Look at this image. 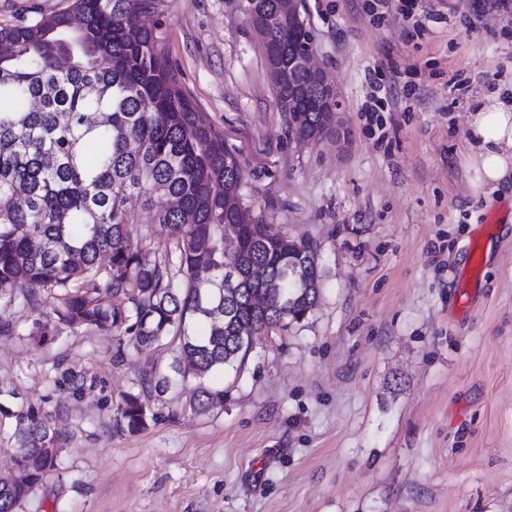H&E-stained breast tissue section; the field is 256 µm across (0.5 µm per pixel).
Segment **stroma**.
I'll return each instance as SVG.
<instances>
[{
	"instance_id": "1",
	"label": "stroma",
	"mask_w": 512,
	"mask_h": 512,
	"mask_svg": "<svg viewBox=\"0 0 512 512\" xmlns=\"http://www.w3.org/2000/svg\"><path fill=\"white\" fill-rule=\"evenodd\" d=\"M155 3L148 25L234 150L244 206L316 244L321 295L202 382L223 403L194 413L188 378L148 397L134 434L113 411L167 348L70 333L50 300L0 305L17 328L0 335V389L60 410L67 437L19 512H512V182L481 184L465 136L473 100L512 85V13L422 0L414 30L375 0H300L351 130L340 149L290 137L246 0ZM69 5L0 0V27ZM375 89L383 105L363 112ZM164 204L130 199L135 243H168L148 221Z\"/></svg>"
}]
</instances>
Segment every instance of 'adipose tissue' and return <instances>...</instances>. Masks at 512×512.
I'll return each mask as SVG.
<instances>
[{
    "mask_svg": "<svg viewBox=\"0 0 512 512\" xmlns=\"http://www.w3.org/2000/svg\"><path fill=\"white\" fill-rule=\"evenodd\" d=\"M465 134L469 161L482 184L495 187L512 177V93L478 97Z\"/></svg>",
    "mask_w": 512,
    "mask_h": 512,
    "instance_id": "obj_1",
    "label": "adipose tissue"
}]
</instances>
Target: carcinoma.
<instances>
[{"label": "carcinoma", "instance_id": "1", "mask_svg": "<svg viewBox=\"0 0 512 512\" xmlns=\"http://www.w3.org/2000/svg\"><path fill=\"white\" fill-rule=\"evenodd\" d=\"M153 0H71L68 9L0 27V305L56 302L70 332L117 331L135 349L166 345L172 362L140 379L113 427L155 419L142 394H164L232 365L265 327L299 322L323 273L313 243L288 238L240 203L244 172L183 92L162 38L141 16ZM254 25L273 68L288 131L319 141L326 115L292 105L285 0H258ZM171 205L153 223L173 246L133 244L130 196ZM109 258L106 265L101 257ZM238 269L231 284L224 267ZM224 391L200 390L209 411ZM0 441L15 470L0 512H16L57 468L62 412L15 411Z\"/></svg>", "mask_w": 512, "mask_h": 512}]
</instances>
